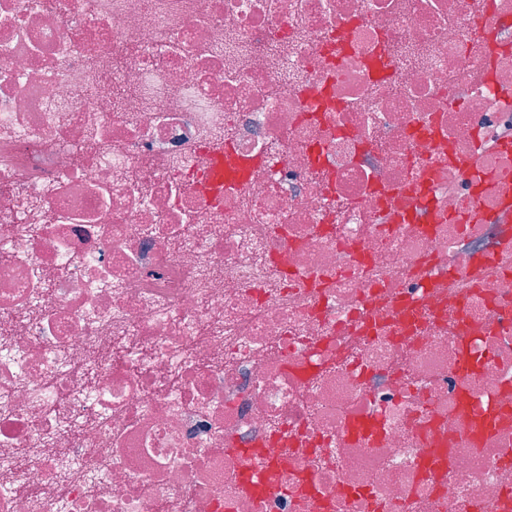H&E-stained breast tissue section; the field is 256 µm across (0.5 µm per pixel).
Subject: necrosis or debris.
I'll return each instance as SVG.
<instances>
[{
	"label": "necrosis or debris",
	"mask_w": 512,
	"mask_h": 512,
	"mask_svg": "<svg viewBox=\"0 0 512 512\" xmlns=\"http://www.w3.org/2000/svg\"><path fill=\"white\" fill-rule=\"evenodd\" d=\"M0 512H512V0H0ZM249 163L236 161L224 165V154L218 153L211 168L204 174L207 191L211 197L217 198L224 192V175L234 173L242 176L249 167Z\"/></svg>",
	"instance_id": "1"
}]
</instances>
